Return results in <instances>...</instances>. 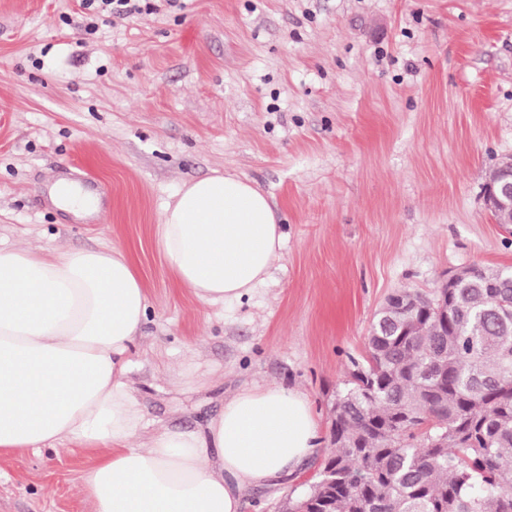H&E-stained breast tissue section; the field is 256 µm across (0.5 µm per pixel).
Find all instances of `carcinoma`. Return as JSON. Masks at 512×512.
<instances>
[{"label": "carcinoma", "mask_w": 512, "mask_h": 512, "mask_svg": "<svg viewBox=\"0 0 512 512\" xmlns=\"http://www.w3.org/2000/svg\"><path fill=\"white\" fill-rule=\"evenodd\" d=\"M430 301L377 311L327 458L286 512H512V271Z\"/></svg>", "instance_id": "carcinoma-1"}]
</instances>
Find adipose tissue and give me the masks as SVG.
Here are the masks:
<instances>
[{
	"instance_id": "adipose-tissue-1",
	"label": "adipose tissue",
	"mask_w": 512,
	"mask_h": 512,
	"mask_svg": "<svg viewBox=\"0 0 512 512\" xmlns=\"http://www.w3.org/2000/svg\"><path fill=\"white\" fill-rule=\"evenodd\" d=\"M284 233L250 181L184 182L153 242L199 302L237 301L269 276ZM147 311L131 255L102 246L0 248V454L79 443L94 451L80 490L95 512H240L245 489L295 471L319 446L307 396L241 388L206 430L143 435L127 355Z\"/></svg>"
}]
</instances>
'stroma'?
<instances>
[{
  "mask_svg": "<svg viewBox=\"0 0 512 512\" xmlns=\"http://www.w3.org/2000/svg\"><path fill=\"white\" fill-rule=\"evenodd\" d=\"M84 28L83 0H0V246L130 252L147 289L127 379L150 428L204 429L236 390L305 392L320 445L249 489L284 512L330 446L337 389L385 298L473 263L512 269L483 185L512 154V0H153ZM251 181L284 226L269 278L202 304L152 245L179 186ZM109 189L102 220L55 180ZM76 445L0 456V512H93ZM61 192H66L68 189V185L63 183L59 187ZM54 202L63 208H71V209H79V210H88L92 209L94 204V200L91 196L82 192L76 186H70L68 191L65 193L62 199L58 198L55 193H53Z\"/></svg>",
  "mask_w": 512,
  "mask_h": 512,
  "instance_id": "35a3bbf8",
  "label": "stroma"
}]
</instances>
